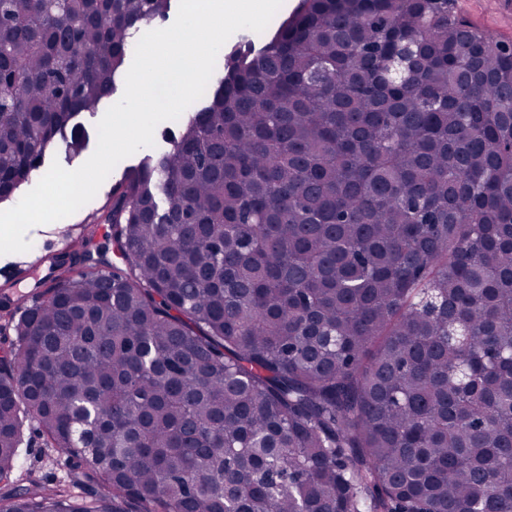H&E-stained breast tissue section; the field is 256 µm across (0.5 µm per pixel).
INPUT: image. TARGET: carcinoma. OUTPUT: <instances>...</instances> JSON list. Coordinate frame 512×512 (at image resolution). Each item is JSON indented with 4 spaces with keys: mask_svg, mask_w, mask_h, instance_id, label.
<instances>
[{
    "mask_svg": "<svg viewBox=\"0 0 512 512\" xmlns=\"http://www.w3.org/2000/svg\"><path fill=\"white\" fill-rule=\"evenodd\" d=\"M172 0H0V202ZM58 261L0 357V512H512V45L303 0ZM81 497L10 488L26 424Z\"/></svg>",
    "mask_w": 512,
    "mask_h": 512,
    "instance_id": "obj_1",
    "label": "carcinoma"
}]
</instances>
